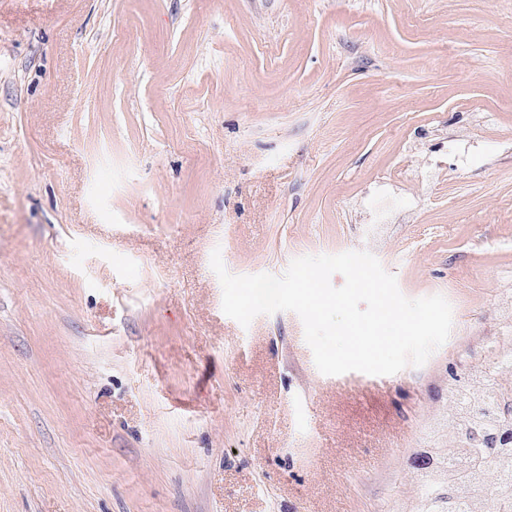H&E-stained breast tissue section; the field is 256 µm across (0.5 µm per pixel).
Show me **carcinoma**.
<instances>
[{"mask_svg": "<svg viewBox=\"0 0 512 512\" xmlns=\"http://www.w3.org/2000/svg\"><path fill=\"white\" fill-rule=\"evenodd\" d=\"M451 378V405L430 436L409 512H512V344Z\"/></svg>", "mask_w": 512, "mask_h": 512, "instance_id": "carcinoma-1", "label": "carcinoma"}]
</instances>
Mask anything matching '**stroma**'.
Returning <instances> with one entry per match:
<instances>
[{
	"label": "stroma",
	"instance_id": "35a3bbf8",
	"mask_svg": "<svg viewBox=\"0 0 512 512\" xmlns=\"http://www.w3.org/2000/svg\"><path fill=\"white\" fill-rule=\"evenodd\" d=\"M366 250L446 343L361 388L210 266ZM512 294V0H0V512H402Z\"/></svg>",
	"mask_w": 512,
	"mask_h": 512
}]
</instances>
